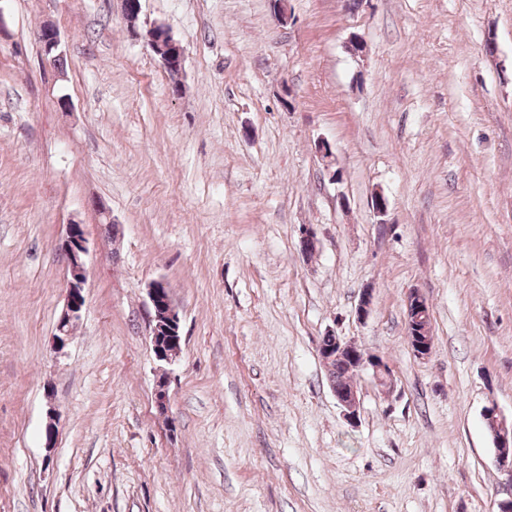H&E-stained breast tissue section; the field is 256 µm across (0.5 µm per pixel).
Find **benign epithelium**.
Listing matches in <instances>:
<instances>
[{
	"instance_id": "benign-epithelium-1",
	"label": "benign epithelium",
	"mask_w": 512,
	"mask_h": 512,
	"mask_svg": "<svg viewBox=\"0 0 512 512\" xmlns=\"http://www.w3.org/2000/svg\"><path fill=\"white\" fill-rule=\"evenodd\" d=\"M140 13L141 0H122V14L128 25L136 23ZM150 30L152 40L147 42V46L158 56L164 68H182L184 51L169 28L163 24H155ZM60 45L58 30L53 26L48 28L44 40L45 55L49 58L62 55ZM317 245L315 232L307 225L302 226L299 239L301 252L309 254L316 250ZM59 251L67 270L65 305L59 315L54 334L57 352L61 353L71 340L85 304L88 246L82 225H66ZM147 295L150 307L148 336L154 355L160 362L171 363L181 352L179 312L164 281L152 282L147 289ZM404 306L411 350L415 357L424 360L429 357L433 345L429 306L416 289L405 295ZM319 356L325 365L334 361L349 362L351 367L358 371L371 372L376 384L383 389L390 390L394 387L393 374L388 362L378 354L365 351L354 341L337 336L335 345L330 349L320 350ZM333 394L337 404L342 408L346 421L352 426L356 425L360 407L357 390H335ZM169 402L168 383L165 378L160 377L156 381L154 392L155 408L159 415H167ZM483 418L493 438L495 466L503 476L499 491V512H512V421H507L494 404L484 409Z\"/></svg>"
}]
</instances>
